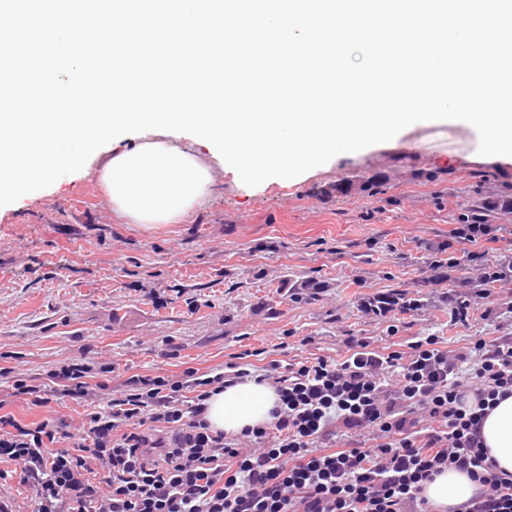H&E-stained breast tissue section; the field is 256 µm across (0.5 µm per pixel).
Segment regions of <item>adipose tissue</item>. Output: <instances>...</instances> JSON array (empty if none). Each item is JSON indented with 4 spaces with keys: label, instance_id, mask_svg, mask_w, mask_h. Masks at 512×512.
I'll use <instances>...</instances> for the list:
<instances>
[{
    "label": "adipose tissue",
    "instance_id": "ef3b65f1",
    "mask_svg": "<svg viewBox=\"0 0 512 512\" xmlns=\"http://www.w3.org/2000/svg\"><path fill=\"white\" fill-rule=\"evenodd\" d=\"M277 400L272 386L247 379L213 394L205 417L211 430L235 435L268 424ZM482 437L490 457L512 473V396L489 411L482 424ZM474 490L466 474L448 469L426 483L424 495L435 512H461Z\"/></svg>",
    "mask_w": 512,
    "mask_h": 512
}]
</instances>
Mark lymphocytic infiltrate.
Here are the masks:
<instances>
[{
	"label": "lymphocytic infiltrate",
	"instance_id": "f902f5d3",
	"mask_svg": "<svg viewBox=\"0 0 512 512\" xmlns=\"http://www.w3.org/2000/svg\"><path fill=\"white\" fill-rule=\"evenodd\" d=\"M438 252L434 282L475 263L486 314H512L496 300L512 286L511 255L461 259L446 244ZM422 307L397 290L362 303L391 334L397 314ZM344 345L339 360H273L257 371L228 362L176 379L134 375L118 390L90 384L112 367L82 357L48 386L15 379L13 393L33 406L71 397L90 411L76 428L0 415V461L21 464L28 512H432L423 485L448 468L476 485L464 512H512V474L481 436L488 411L512 395L511 335L477 336L456 350L431 334L404 351L353 336ZM248 377L275 389L271 421L234 437L211 432L207 399ZM343 432L350 439L340 448Z\"/></svg>",
	"mask_w": 512,
	"mask_h": 512
}]
</instances>
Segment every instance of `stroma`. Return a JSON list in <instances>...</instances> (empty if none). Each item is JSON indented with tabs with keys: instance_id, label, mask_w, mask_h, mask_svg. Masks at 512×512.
Segmentation results:
<instances>
[{
	"instance_id": "obj_1",
	"label": "stroma",
	"mask_w": 512,
	"mask_h": 512,
	"mask_svg": "<svg viewBox=\"0 0 512 512\" xmlns=\"http://www.w3.org/2000/svg\"><path fill=\"white\" fill-rule=\"evenodd\" d=\"M169 142L196 153L215 178L212 194L175 223L147 229L119 218L95 160L0 207V412L22 424L85 421L83 400L34 408L4 377L46 383L83 356L111 364L117 389L133 375L203 373L244 352L257 367L337 359L350 336L380 350L435 334L455 349L512 332V318L479 311L468 327L450 324L440 295L461 290L476 271L458 270L451 286L427 282L476 174H488V192L512 183V164L471 160L474 137L463 128L418 127L400 146L374 145L303 181L259 188L240 186L190 136ZM371 176L381 190L366 188ZM287 278L315 279L325 290L295 302ZM390 290L427 299L419 314L398 320L392 338L361 308Z\"/></svg>"
}]
</instances>
